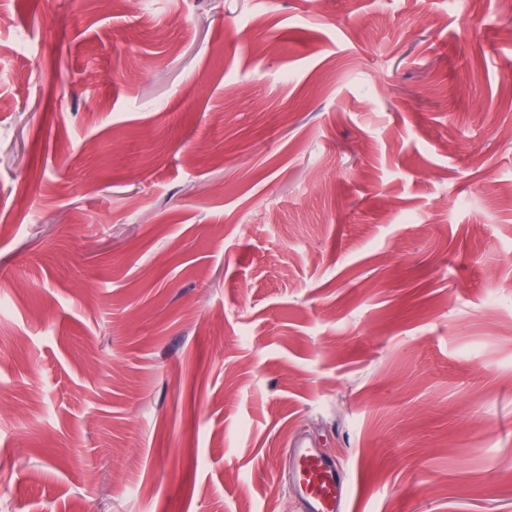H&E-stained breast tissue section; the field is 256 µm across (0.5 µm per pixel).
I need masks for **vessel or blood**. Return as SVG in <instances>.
<instances>
[{
	"mask_svg": "<svg viewBox=\"0 0 512 512\" xmlns=\"http://www.w3.org/2000/svg\"><path fill=\"white\" fill-rule=\"evenodd\" d=\"M286 473L302 512H348L350 475L335 457L301 442L289 451Z\"/></svg>",
	"mask_w": 512,
	"mask_h": 512,
	"instance_id": "obj_1",
	"label": "vessel or blood"
}]
</instances>
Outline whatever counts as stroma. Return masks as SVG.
Masks as SVG:
<instances>
[{
  "mask_svg": "<svg viewBox=\"0 0 512 512\" xmlns=\"http://www.w3.org/2000/svg\"><path fill=\"white\" fill-rule=\"evenodd\" d=\"M0 0V512H512V0ZM288 452L286 473L301 510L347 512L350 475L343 463L305 442H299Z\"/></svg>",
  "mask_w": 512,
  "mask_h": 512,
  "instance_id": "1",
  "label": "stroma"
}]
</instances>
